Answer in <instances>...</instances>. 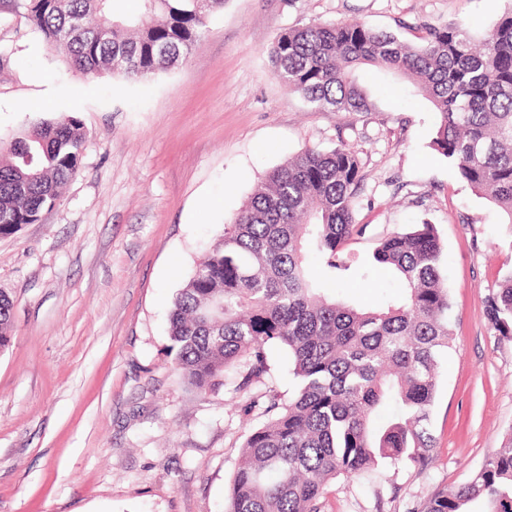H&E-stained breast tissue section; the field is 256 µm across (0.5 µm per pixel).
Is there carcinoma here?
<instances>
[{"instance_id":"1","label":"carcinoma","mask_w":512,"mask_h":512,"mask_svg":"<svg viewBox=\"0 0 512 512\" xmlns=\"http://www.w3.org/2000/svg\"><path fill=\"white\" fill-rule=\"evenodd\" d=\"M133 18L112 0H28L44 41L87 77L149 78L187 58L224 0H143ZM104 40L69 34L73 18ZM274 75L326 112H368L357 72L372 66L408 78L438 115L432 148L460 180L496 204L512 227V13L480 40L458 25L427 28L417 44L362 24L316 22L280 33ZM83 126L74 115L39 117L0 147V235L36 221L79 168ZM361 180L345 145L307 146L273 169L178 289L169 315L174 367L208 391L233 368L244 390L269 372L268 350L288 352L297 386L242 447L226 512H321L339 477L369 480L381 466L422 464L435 449L427 423L452 346L443 248L432 224L383 236L373 262L344 257ZM323 263L322 278L309 255ZM396 277L401 295L364 308L338 296L355 270ZM0 294V346L12 332ZM488 318L512 336V272L488 299ZM423 512H512V432L467 483L443 489Z\"/></svg>"}]
</instances>
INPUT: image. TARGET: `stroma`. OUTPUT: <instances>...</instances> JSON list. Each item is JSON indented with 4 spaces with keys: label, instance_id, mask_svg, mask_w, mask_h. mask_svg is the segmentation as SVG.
<instances>
[{
    "label": "stroma",
    "instance_id": "obj_1",
    "mask_svg": "<svg viewBox=\"0 0 512 512\" xmlns=\"http://www.w3.org/2000/svg\"><path fill=\"white\" fill-rule=\"evenodd\" d=\"M512 0H225L204 40L140 83L88 78L0 0V143L50 101L84 127L77 174L39 222L0 236V292L13 301L0 350V512H225L250 430L249 399L296 388L271 348L266 384L186 386L173 366L172 301L267 174L301 149L346 145L361 162L344 252L371 260L387 233L434 224L453 326L426 465L337 479L323 512H422L466 482L512 431V338L487 301L512 269L502 211L462 182L431 141L437 114L406 80L359 71L369 112H324L290 94L268 50L288 28L350 22L408 43L454 23L480 37Z\"/></svg>",
    "mask_w": 512,
    "mask_h": 512
}]
</instances>
